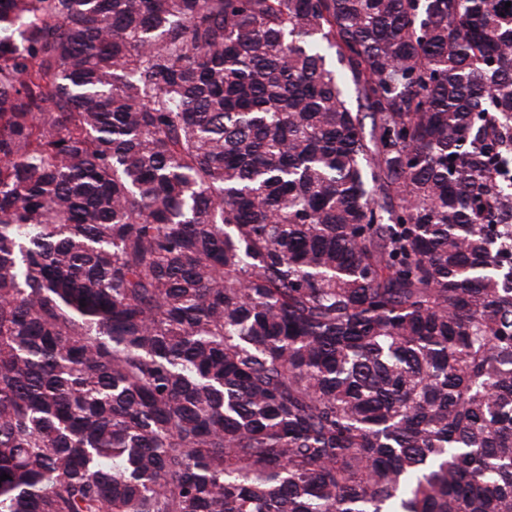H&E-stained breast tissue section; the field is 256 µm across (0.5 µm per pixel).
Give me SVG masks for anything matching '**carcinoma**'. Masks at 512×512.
<instances>
[{
	"label": "carcinoma",
	"mask_w": 512,
	"mask_h": 512,
	"mask_svg": "<svg viewBox=\"0 0 512 512\" xmlns=\"http://www.w3.org/2000/svg\"><path fill=\"white\" fill-rule=\"evenodd\" d=\"M512 0H0V512H512Z\"/></svg>",
	"instance_id": "1"
}]
</instances>
